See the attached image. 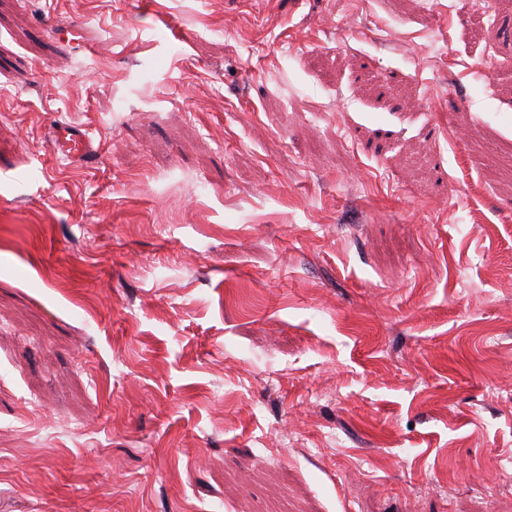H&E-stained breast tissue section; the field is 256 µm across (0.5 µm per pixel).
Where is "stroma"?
<instances>
[{
    "label": "stroma",
    "instance_id": "1",
    "mask_svg": "<svg viewBox=\"0 0 512 512\" xmlns=\"http://www.w3.org/2000/svg\"><path fill=\"white\" fill-rule=\"evenodd\" d=\"M0 512H512V0H0ZM90 130L84 128H61L52 141L54 150L62 151L72 159H81L91 153Z\"/></svg>",
    "mask_w": 512,
    "mask_h": 512
}]
</instances>
